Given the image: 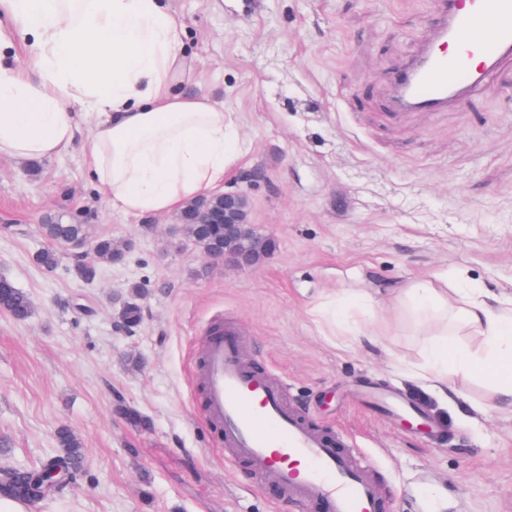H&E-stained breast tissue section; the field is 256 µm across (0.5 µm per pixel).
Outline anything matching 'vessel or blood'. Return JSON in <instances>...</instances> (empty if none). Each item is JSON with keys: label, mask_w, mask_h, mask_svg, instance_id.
I'll return each instance as SVG.
<instances>
[{"label": "vessel or blood", "mask_w": 512, "mask_h": 512, "mask_svg": "<svg viewBox=\"0 0 512 512\" xmlns=\"http://www.w3.org/2000/svg\"><path fill=\"white\" fill-rule=\"evenodd\" d=\"M455 46L447 55L446 46ZM480 66H472L473 57ZM506 59H512V0H447L434 43L391 78L390 109L438 111L470 96ZM205 405L224 440L291 500L317 503L322 512H379L376 481L356 452L311 430L289 410L281 384L244 368L236 332L215 320L208 329Z\"/></svg>", "instance_id": "vessel-or-blood-1"}]
</instances>
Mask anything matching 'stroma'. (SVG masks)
Here are the masks:
<instances>
[{
  "instance_id": "stroma-1",
  "label": "stroma",
  "mask_w": 512,
  "mask_h": 512,
  "mask_svg": "<svg viewBox=\"0 0 512 512\" xmlns=\"http://www.w3.org/2000/svg\"><path fill=\"white\" fill-rule=\"evenodd\" d=\"M196 61L190 89L232 113L246 147L224 188L246 196L274 251L225 265L176 230L177 212L113 210L87 170L83 141L44 160L0 157V277L33 311L0 312V468H31L69 427L80 477L28 512H318L283 501L209 423L199 359L215 319L240 356L283 382L310 428L367 457L384 512H512V413L485 382L460 376L441 399L414 376L434 324L395 289L463 273L512 295V61L440 112H392L390 79L430 41L440 0H170ZM87 225L133 239L93 282L34 257L41 224ZM141 321L116 329L130 284ZM360 289L375 308L332 326L315 313ZM378 344L347 345V328ZM397 394L431 433L384 418L366 391ZM133 410L139 427L124 416Z\"/></svg>"
}]
</instances>
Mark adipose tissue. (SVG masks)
Listing matches in <instances>:
<instances>
[{
    "label": "adipose tissue",
    "mask_w": 512,
    "mask_h": 512,
    "mask_svg": "<svg viewBox=\"0 0 512 512\" xmlns=\"http://www.w3.org/2000/svg\"><path fill=\"white\" fill-rule=\"evenodd\" d=\"M26 68L0 61V156L43 160L66 152L82 111L99 120L85 142L88 172L113 208L159 215L224 188L240 151L230 114L205 96L178 92L186 73L185 29L167 0H0ZM412 313L452 318L479 336L471 351L441 337L427 344L422 377L447 396L453 377L471 376L512 411V296L474 285L449 289L446 276L398 289Z\"/></svg>",
    "instance_id": "ef3b65f1"
}]
</instances>
